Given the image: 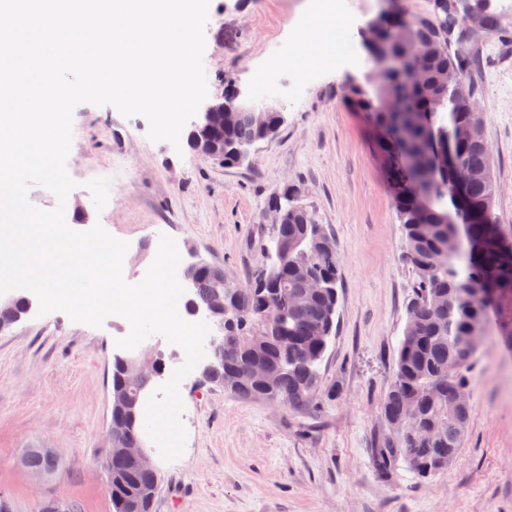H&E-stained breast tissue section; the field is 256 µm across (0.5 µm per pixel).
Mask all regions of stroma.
<instances>
[{
	"instance_id": "1",
	"label": "stroma",
	"mask_w": 512,
	"mask_h": 512,
	"mask_svg": "<svg viewBox=\"0 0 512 512\" xmlns=\"http://www.w3.org/2000/svg\"><path fill=\"white\" fill-rule=\"evenodd\" d=\"M347 63L324 58L325 37L310 0H210L203 66L209 99L234 89L248 103L267 96L285 114L248 164L227 167L189 148L148 137L149 121L114 106L78 105L66 169L71 229L102 226L128 244L123 277L139 283L161 236L219 265L247 286L262 267L273 231L266 201L296 188L330 235L338 257L339 317L312 406L249 401L180 382L186 430L182 456L150 455L162 487L153 512H512V302L492 309L470 373L471 417L464 449L430 480L406 464L379 478L372 450L388 432L380 403L390 383L414 273L387 191L369 118L343 99L348 77L369 69L360 27L382 0H347ZM314 49L295 70L274 58ZM485 138L498 186L495 215L512 237V51L480 37ZM268 79L257 84V72ZM122 316L95 328L54 311L29 313L0 332V493L13 512L53 498L78 512H112L104 445L110 432L109 371ZM29 448L58 449L56 473L37 479L20 462Z\"/></svg>"
}]
</instances>
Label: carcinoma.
I'll return each instance as SVG.
<instances>
[{"mask_svg":"<svg viewBox=\"0 0 512 512\" xmlns=\"http://www.w3.org/2000/svg\"><path fill=\"white\" fill-rule=\"evenodd\" d=\"M374 16L372 39L363 44L370 64L394 59L398 67L385 73L351 77L343 86L346 100L369 114L376 127L391 131L376 148L385 160V179L396 219L402 226L406 258L415 287L406 304V323L397 344L392 380L382 414L389 427L373 452L379 476L392 473L403 461L421 479L448 468L463 449L470 408L453 404L469 391V373L489 310L512 297V240L505 237L494 213L496 182L485 142L480 96L474 76L485 67L475 37L498 38L512 45V32L488 0H431L429 12L412 16L399 0ZM419 68L426 89L406 75ZM234 112L224 116L218 154L224 165L237 166L250 147L279 131L282 112L256 113L224 96ZM453 148L455 163L444 174L427 169L430 155ZM288 211V221L275 227L266 245L265 264L249 288L224 283V270L208 261L187 265L182 272L188 300L203 309L224 306L212 315L219 335L211 341L204 381L244 399H276L292 409L307 407L320 381V367L336 331L338 308L337 256L333 241L312 211L290 197L273 199ZM313 278L322 284L305 287ZM30 295L12 297L10 312L0 322L11 326L29 313ZM156 371L125 383L122 365L112 359L110 383L112 443L144 442L141 408L153 383L164 376L165 362L154 359ZM258 370L266 379L249 380ZM426 430L415 436L399 428L406 411ZM44 448L27 451L24 466L49 467ZM105 467L111 488L112 512H153L159 492L158 472L138 468L114 448L106 450Z\"/></svg>","mask_w":512,"mask_h":512,"instance_id":"carcinoma-1","label":"carcinoma"}]
</instances>
